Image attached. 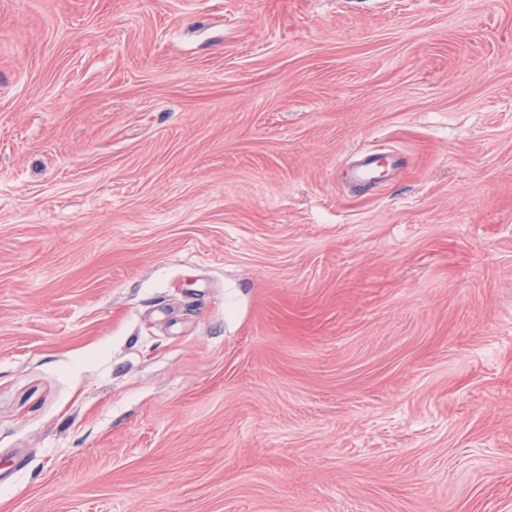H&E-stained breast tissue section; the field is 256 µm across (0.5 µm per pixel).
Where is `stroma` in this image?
I'll use <instances>...</instances> for the list:
<instances>
[{
  "mask_svg": "<svg viewBox=\"0 0 512 512\" xmlns=\"http://www.w3.org/2000/svg\"><path fill=\"white\" fill-rule=\"evenodd\" d=\"M0 512H512V0H0Z\"/></svg>",
  "mask_w": 512,
  "mask_h": 512,
  "instance_id": "1",
  "label": "stroma"
}]
</instances>
